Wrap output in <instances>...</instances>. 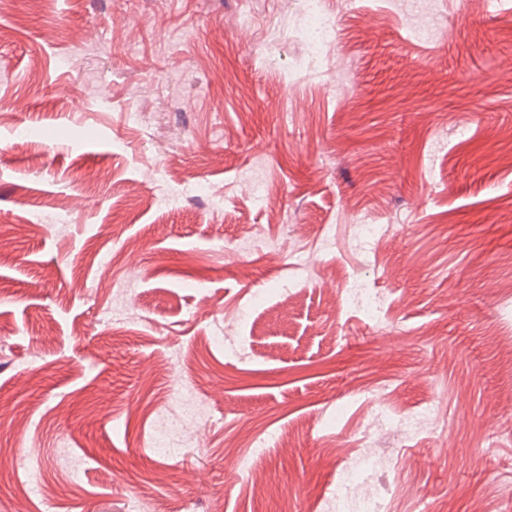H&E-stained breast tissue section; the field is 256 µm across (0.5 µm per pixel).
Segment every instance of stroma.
<instances>
[{"mask_svg": "<svg viewBox=\"0 0 512 512\" xmlns=\"http://www.w3.org/2000/svg\"><path fill=\"white\" fill-rule=\"evenodd\" d=\"M323 6L318 68L300 0L0 12V512H331L365 448L388 512H512V0ZM302 24L299 35L304 43L307 58L320 61L336 40V26L322 9L321 0H302ZM347 302L351 306L362 309L370 321L378 323L382 320V299L371 288H352ZM367 391L372 395L373 399L377 401L370 419V423L376 427L396 423L399 429L408 431L431 419L436 412L435 406L429 404L417 415L398 416L385 406L380 405L381 397L386 393L385 389L379 386H371L367 388Z\"/></svg>", "mask_w": 512, "mask_h": 512, "instance_id": "35a3bbf8", "label": "stroma"}]
</instances>
